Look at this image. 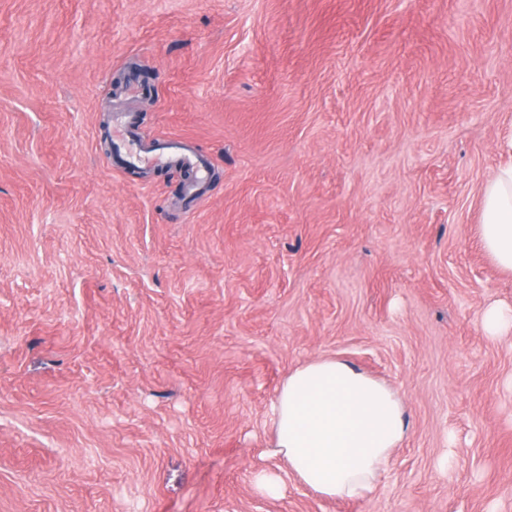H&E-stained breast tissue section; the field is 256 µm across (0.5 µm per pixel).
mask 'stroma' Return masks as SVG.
<instances>
[{
	"mask_svg": "<svg viewBox=\"0 0 512 512\" xmlns=\"http://www.w3.org/2000/svg\"><path fill=\"white\" fill-rule=\"evenodd\" d=\"M117 112L198 203L110 164ZM511 133L512 0H0V512H512ZM322 356L406 407L361 500L274 452ZM116 144L124 151L123 160L128 165L180 166L195 172V181L188 186V193L195 196L209 176L206 160L183 147H174L168 152H158L139 141L133 135L130 119L116 124L113 130ZM502 150L511 161L498 167L482 188L480 240L496 266L512 272V135ZM484 330L491 335L512 333V309L497 305L488 306L482 315Z\"/></svg>",
	"mask_w": 512,
	"mask_h": 512,
	"instance_id": "stroma-1",
	"label": "stroma"
}]
</instances>
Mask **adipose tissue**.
Wrapping results in <instances>:
<instances>
[{
  "label": "adipose tissue",
  "instance_id": "1",
  "mask_svg": "<svg viewBox=\"0 0 512 512\" xmlns=\"http://www.w3.org/2000/svg\"><path fill=\"white\" fill-rule=\"evenodd\" d=\"M481 193L480 240L512 272V135ZM274 446L289 472L329 499H362L387 472L406 433L395 390L345 361L325 357L293 371L273 402Z\"/></svg>",
  "mask_w": 512,
  "mask_h": 512
}]
</instances>
